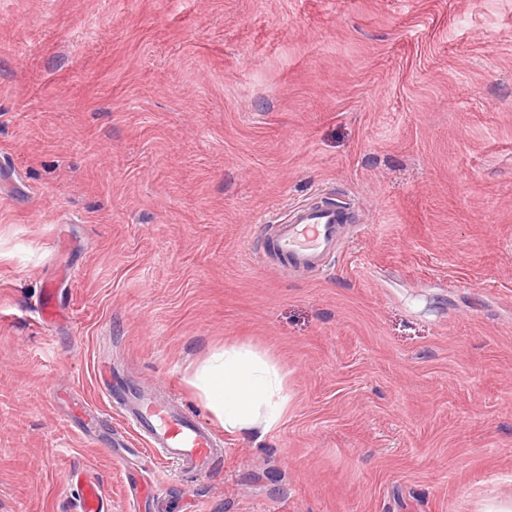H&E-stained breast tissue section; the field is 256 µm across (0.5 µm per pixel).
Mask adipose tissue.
I'll return each mask as SVG.
<instances>
[{"mask_svg":"<svg viewBox=\"0 0 512 512\" xmlns=\"http://www.w3.org/2000/svg\"><path fill=\"white\" fill-rule=\"evenodd\" d=\"M191 383L230 433L270 432L287 411L284 374L244 345L225 346L194 372Z\"/></svg>","mask_w":512,"mask_h":512,"instance_id":"1","label":"adipose tissue"}]
</instances>
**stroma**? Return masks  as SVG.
I'll use <instances>...</instances> for the list:
<instances>
[{
    "label": "stroma",
    "instance_id": "stroma-1",
    "mask_svg": "<svg viewBox=\"0 0 512 512\" xmlns=\"http://www.w3.org/2000/svg\"><path fill=\"white\" fill-rule=\"evenodd\" d=\"M324 197L334 257L285 272L267 224ZM231 344L288 413L169 477L99 366L210 423ZM74 471L108 512L512 500V0H0V512H75ZM57 294V288L53 285L43 288L40 293L39 316L45 324H52L61 317Z\"/></svg>",
    "mask_w": 512,
    "mask_h": 512
}]
</instances>
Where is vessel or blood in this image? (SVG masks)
I'll list each match as a JSON object with an SVG mask.
<instances>
[{
	"mask_svg": "<svg viewBox=\"0 0 512 512\" xmlns=\"http://www.w3.org/2000/svg\"><path fill=\"white\" fill-rule=\"evenodd\" d=\"M332 206L304 204L289 208L272 238L275 251L292 267H320L336 251V228L344 223ZM55 287L40 293L39 316L51 324L61 316ZM102 390L119 414L143 436L154 455L182 478L214 467L224 458V441L210 425L186 407L163 401L120 373L105 371ZM77 512H105V496L90 478L77 476Z\"/></svg>",
	"mask_w": 512,
	"mask_h": 512,
	"instance_id": "obj_1",
	"label": "vessel or blood"
}]
</instances>
